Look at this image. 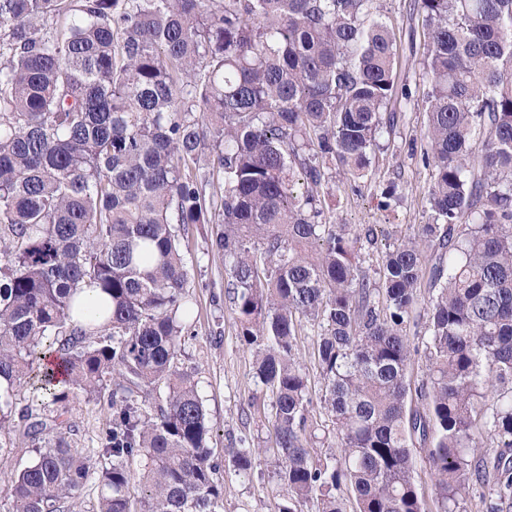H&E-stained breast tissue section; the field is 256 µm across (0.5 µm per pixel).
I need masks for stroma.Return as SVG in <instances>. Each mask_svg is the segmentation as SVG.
<instances>
[{"instance_id":"1","label":"stroma","mask_w":512,"mask_h":512,"mask_svg":"<svg viewBox=\"0 0 512 512\" xmlns=\"http://www.w3.org/2000/svg\"><path fill=\"white\" fill-rule=\"evenodd\" d=\"M376 15L396 37L395 67L406 96H395L390 111L400 120L392 134L383 136L367 176L350 185H336L332 205L337 223L375 227L377 242L363 250L360 264L373 272L381 252L396 238V229L426 223L429 172L419 161L427 116L423 98L427 78L423 69L425 25L414 0H376ZM393 179L400 200L392 210L379 206L377 185ZM218 227L197 224L189 228L182 246L190 265L189 333L179 360L198 383L213 427L211 446L223 465L224 512H276L285 489L275 473L277 459L270 454L273 426L270 399L254 378V354L237 336V315L225 291L224 257L211 248ZM111 410L104 403H72L67 416L74 433L72 443L96 448ZM264 447L249 475H235L231 467L234 448L242 438Z\"/></svg>"}]
</instances>
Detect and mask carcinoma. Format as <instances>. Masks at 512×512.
Instances as JSON below:
<instances>
[{
  "label": "carcinoma",
  "mask_w": 512,
  "mask_h": 512,
  "mask_svg": "<svg viewBox=\"0 0 512 512\" xmlns=\"http://www.w3.org/2000/svg\"><path fill=\"white\" fill-rule=\"evenodd\" d=\"M374 2L0 0V431L18 417L35 453L7 475V512H67L93 474L98 512H224L207 411L177 368L192 224L224 225L211 248L270 393L278 512H424L417 441L440 512H465L476 483L486 512H512V0H417L429 217L370 277L373 226L336 223L327 196L395 127ZM84 286L109 297L99 325L75 320ZM309 322L337 448L322 464ZM25 383L42 412L16 406ZM79 397L112 408L99 448L68 440ZM260 453L236 449L234 473ZM317 330V325L313 326L307 324L306 327H304L302 335L297 336L299 361L308 374L309 381L312 386L313 404L311 413L314 415V418L317 420L319 425L331 428V422L329 421L328 417L321 412L319 407V397L321 395V379L312 353V343Z\"/></svg>",
  "instance_id": "obj_1"
}]
</instances>
